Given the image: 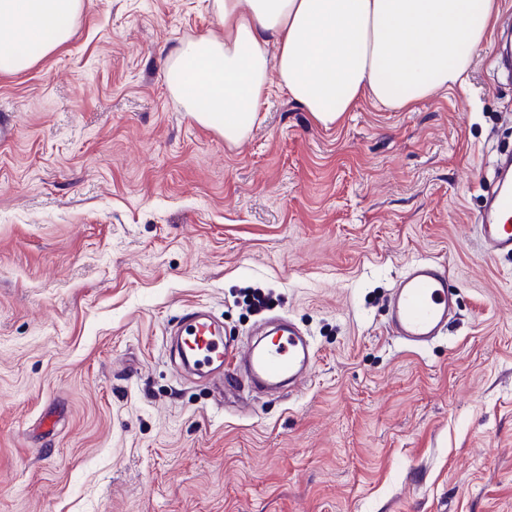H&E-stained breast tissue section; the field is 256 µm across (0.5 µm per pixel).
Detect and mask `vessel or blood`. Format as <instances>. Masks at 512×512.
I'll list each match as a JSON object with an SVG mask.
<instances>
[{
    "mask_svg": "<svg viewBox=\"0 0 512 512\" xmlns=\"http://www.w3.org/2000/svg\"><path fill=\"white\" fill-rule=\"evenodd\" d=\"M494 183L477 218L487 255H512V149L498 152ZM447 267L433 260L410 264L388 298L386 329L403 346L420 350L448 327L457 296L448 286ZM170 353L190 360L193 371L217 390L249 387L271 391L299 389L311 374L317 352L293 324L270 332L265 343L240 345L208 315L193 311L173 333Z\"/></svg>",
    "mask_w": 512,
    "mask_h": 512,
    "instance_id": "1",
    "label": "vessel or blood"
}]
</instances>
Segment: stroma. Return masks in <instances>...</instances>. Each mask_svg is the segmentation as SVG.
<instances>
[{
	"label": "stroma",
	"mask_w": 512,
	"mask_h": 512,
	"mask_svg": "<svg viewBox=\"0 0 512 512\" xmlns=\"http://www.w3.org/2000/svg\"><path fill=\"white\" fill-rule=\"evenodd\" d=\"M509 22L497 0L466 89L326 128L275 87L237 144L169 88L176 48L223 33L210 0H83L0 73V512H512V256L475 227L512 148ZM418 258L460 307L416 353L384 325ZM197 306L245 341L294 320L308 382L177 373L165 331Z\"/></svg>",
	"instance_id": "1"
}]
</instances>
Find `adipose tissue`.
<instances>
[{
	"mask_svg": "<svg viewBox=\"0 0 512 512\" xmlns=\"http://www.w3.org/2000/svg\"><path fill=\"white\" fill-rule=\"evenodd\" d=\"M82 0H0V72L63 46ZM223 36L182 42L170 91L195 121L237 143L270 92V72L322 126L362 98L391 111L464 85L488 42L494 0H211Z\"/></svg>",
	"mask_w": 512,
	"mask_h": 512,
	"instance_id": "adipose-tissue-1",
	"label": "adipose tissue"
}]
</instances>
